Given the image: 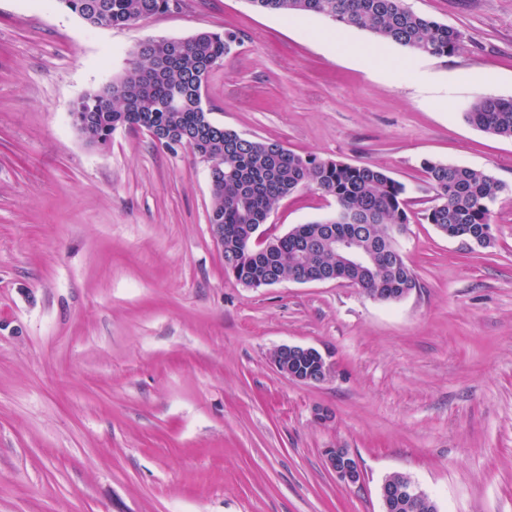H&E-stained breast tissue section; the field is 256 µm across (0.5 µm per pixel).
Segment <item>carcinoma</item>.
<instances>
[{
	"instance_id": "1",
	"label": "carcinoma",
	"mask_w": 512,
	"mask_h": 512,
	"mask_svg": "<svg viewBox=\"0 0 512 512\" xmlns=\"http://www.w3.org/2000/svg\"><path fill=\"white\" fill-rule=\"evenodd\" d=\"M85 22L97 19L108 27L134 25L167 12L168 0H59ZM256 9L288 15L314 14L345 27L409 48L419 56L454 54L461 31L413 12L406 0H249ZM237 32L200 31L187 38H149L131 52L126 73L81 96L72 110L79 132L93 144H105L122 128L165 135L201 159L220 167L210 180L208 221L224 227V270L243 286L278 278L311 279L336 275L371 296L399 301L419 287L397 241L387 233H403L410 223L406 186L384 170L365 163L352 165L315 154L280 149L275 140L250 139L210 119L203 90L224 55L239 44ZM480 130L512 138V99L479 96L464 112ZM422 170L435 190L423 219L444 236L462 233L471 247L488 248L491 204L502 184L485 171L425 160ZM303 188L336 200V213L301 224L271 242L252 245L255 231L266 223L273 205ZM331 224L372 243L376 264L350 267L336 252L308 246Z\"/></svg>"
}]
</instances>
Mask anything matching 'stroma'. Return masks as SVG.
<instances>
[{"mask_svg":"<svg viewBox=\"0 0 512 512\" xmlns=\"http://www.w3.org/2000/svg\"><path fill=\"white\" fill-rule=\"evenodd\" d=\"M463 34L423 58L366 69L323 39L334 22L181 0L135 25L91 27L58 0H0V512H382L407 475L439 512H512V139L470 125V72L512 98V0H407ZM237 31L210 75L211 119L292 151L384 168L407 189L398 244L420 287L395 302L342 281L247 288L208 223V170L188 150L121 129L104 145L72 105L121 75L150 37ZM503 185L493 244L441 235L422 163ZM336 211L303 189L282 235ZM329 354L316 385L281 376L282 345ZM327 448L361 461L342 483Z\"/></svg>","mask_w":512,"mask_h":512,"instance_id":"35a3bbf8","label":"stroma"}]
</instances>
